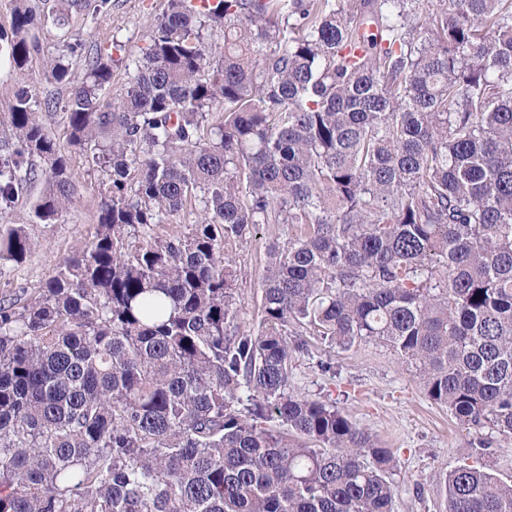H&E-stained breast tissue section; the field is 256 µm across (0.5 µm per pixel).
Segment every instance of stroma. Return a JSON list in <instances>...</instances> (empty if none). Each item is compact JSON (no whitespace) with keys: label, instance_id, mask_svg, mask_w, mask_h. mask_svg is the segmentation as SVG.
Instances as JSON below:
<instances>
[{"label":"stroma","instance_id":"stroma-1","mask_svg":"<svg viewBox=\"0 0 512 512\" xmlns=\"http://www.w3.org/2000/svg\"><path fill=\"white\" fill-rule=\"evenodd\" d=\"M167 0H108L101 11L70 4L69 0H47L30 32L38 50L28 66L14 70L4 43L0 42V113L9 111L17 87H28L37 101L52 97L65 101L67 92L54 84L45 68L47 58L64 53L66 44L82 48L68 56L75 80H82L86 53L108 48L117 64L106 96L118 94L128 80L122 62L141 55L156 19ZM65 9L66 27H58L55 13ZM65 54V53H64ZM48 134L71 158V174L78 187L77 201L57 223L43 224L33 214L39 185L25 187L7 215L6 224L25 225L34 248L20 263L0 264V300L24 303L45 280L54 275L59 262L90 236L97 221L105 176L90 166L69 143V129L62 109L41 114ZM281 225L264 224L251 242L237 246L236 260L242 274L236 293L241 301L239 320L257 327L260 284L265 269L266 243L279 237ZM311 354L294 355L290 387L313 398L334 400L353 422L377 440L394 448L398 467L394 480L400 492L393 512H445L440 481L448 472L468 463L489 468L500 479H512V444L494 443L490 454L480 455L477 435L451 417L445 407L431 402L424 393L414 367L398 358L385 344L370 341L342 351L309 337ZM331 362L332 372H322L320 361Z\"/></svg>","mask_w":512,"mask_h":512}]
</instances>
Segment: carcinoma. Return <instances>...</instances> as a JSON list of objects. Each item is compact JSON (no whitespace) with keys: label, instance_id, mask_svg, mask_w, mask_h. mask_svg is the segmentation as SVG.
Returning a JSON list of instances; mask_svg holds the SVG:
<instances>
[{"label":"carcinoma","instance_id":"1","mask_svg":"<svg viewBox=\"0 0 512 512\" xmlns=\"http://www.w3.org/2000/svg\"><path fill=\"white\" fill-rule=\"evenodd\" d=\"M38 9L0 33L19 69ZM113 65L49 61L109 186L37 296L0 301V512H392L391 449L289 388L309 332L386 344L512 442V0H167L107 99ZM35 103L0 117V214L39 180L54 224L77 188ZM192 199L190 233L152 234ZM262 224L288 240L246 330L233 247ZM33 247L0 230L1 263ZM441 485L446 512H512L482 467Z\"/></svg>","mask_w":512,"mask_h":512}]
</instances>
